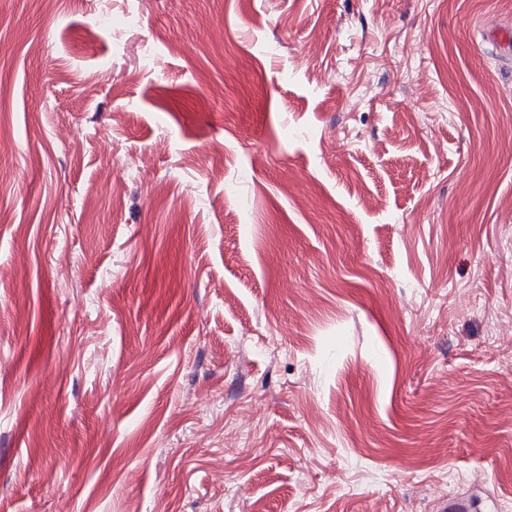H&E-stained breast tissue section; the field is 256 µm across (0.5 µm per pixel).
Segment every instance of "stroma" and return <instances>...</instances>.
Returning <instances> with one entry per match:
<instances>
[{"instance_id": "1", "label": "stroma", "mask_w": 512, "mask_h": 512, "mask_svg": "<svg viewBox=\"0 0 512 512\" xmlns=\"http://www.w3.org/2000/svg\"><path fill=\"white\" fill-rule=\"evenodd\" d=\"M505 29L0 0V512H512Z\"/></svg>"}]
</instances>
